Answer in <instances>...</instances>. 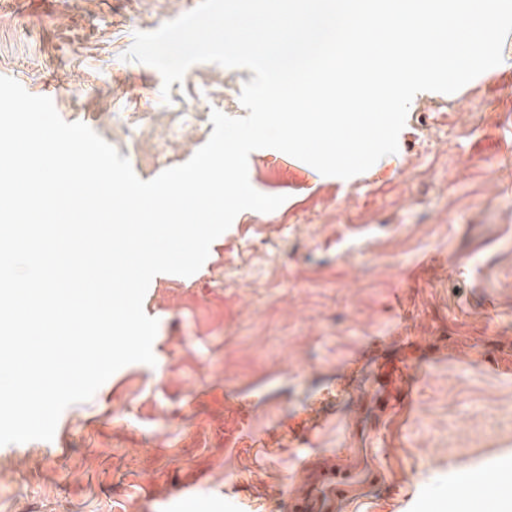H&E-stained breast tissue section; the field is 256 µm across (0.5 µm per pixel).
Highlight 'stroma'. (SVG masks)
Here are the masks:
<instances>
[{
  "instance_id": "stroma-1",
  "label": "stroma",
  "mask_w": 512,
  "mask_h": 512,
  "mask_svg": "<svg viewBox=\"0 0 512 512\" xmlns=\"http://www.w3.org/2000/svg\"><path fill=\"white\" fill-rule=\"evenodd\" d=\"M197 2L0 0V76L154 179L209 140L212 111L247 114L250 70L192 65L166 102L160 72L125 57ZM248 174L284 203L239 213L195 274L152 279L155 365L67 407L52 441L0 446V512H289L304 466L336 452L357 479L345 512H455L464 477L512 467V67L421 92L364 173L264 148ZM375 336L392 366L404 340L424 346L412 393L371 366L307 440L225 446V404L261 397L251 430L279 433Z\"/></svg>"
}]
</instances>
